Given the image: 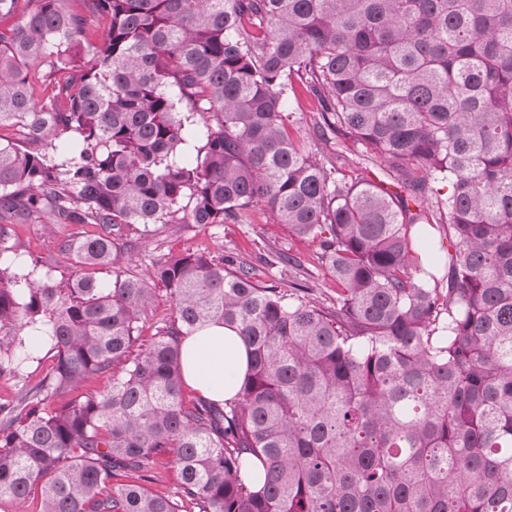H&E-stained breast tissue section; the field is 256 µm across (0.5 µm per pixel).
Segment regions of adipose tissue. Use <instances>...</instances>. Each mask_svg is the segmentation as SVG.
Listing matches in <instances>:
<instances>
[{"label": "adipose tissue", "mask_w": 512, "mask_h": 512, "mask_svg": "<svg viewBox=\"0 0 512 512\" xmlns=\"http://www.w3.org/2000/svg\"><path fill=\"white\" fill-rule=\"evenodd\" d=\"M182 349L189 387L218 403L235 396L249 368L247 346L236 330L209 325L186 337Z\"/></svg>", "instance_id": "obj_1"}]
</instances>
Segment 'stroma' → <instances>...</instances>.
Returning a JSON list of instances; mask_svg holds the SVG:
<instances>
[{
    "label": "stroma",
    "instance_id": "obj_1",
    "mask_svg": "<svg viewBox=\"0 0 512 512\" xmlns=\"http://www.w3.org/2000/svg\"><path fill=\"white\" fill-rule=\"evenodd\" d=\"M79 230V225L57 224L48 215L38 214L27 223L15 225L12 242L17 252L39 256L52 278L59 280L68 277L71 268L69 260L57 251L55 241ZM133 239L135 256L122 265L132 275L146 273L151 262L163 256L236 255L250 262L254 278L261 285L284 288L303 279V271L308 270L312 276L307 281L317 302L326 304L336 296V281L321 263L318 244L296 237L259 205L251 208L240 224H155L147 233H134ZM280 252L297 257L301 269L277 264Z\"/></svg>",
    "mask_w": 512,
    "mask_h": 512
}]
</instances>
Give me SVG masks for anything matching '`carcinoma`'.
I'll use <instances>...</instances> for the list:
<instances>
[{
    "instance_id": "obj_1",
    "label": "carcinoma",
    "mask_w": 512,
    "mask_h": 512,
    "mask_svg": "<svg viewBox=\"0 0 512 512\" xmlns=\"http://www.w3.org/2000/svg\"><path fill=\"white\" fill-rule=\"evenodd\" d=\"M12 16L0 130L25 136L0 137V377L36 333L56 362L0 404V505L512 512V0H0ZM295 79L320 101L309 144L286 125ZM352 145L398 191L345 180ZM256 205L318 240L331 306L233 257L116 269L127 227ZM41 212L95 228L56 240L65 282L8 245ZM159 284L175 319L134 355ZM211 323L249 370L233 399L187 405L181 339ZM168 459L174 496L143 485Z\"/></svg>"
}]
</instances>
